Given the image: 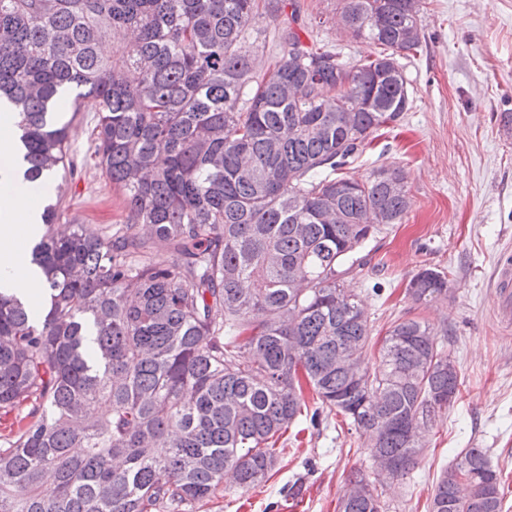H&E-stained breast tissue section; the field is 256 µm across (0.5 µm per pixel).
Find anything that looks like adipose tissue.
Instances as JSON below:
<instances>
[{"label": "adipose tissue", "instance_id": "1", "mask_svg": "<svg viewBox=\"0 0 512 512\" xmlns=\"http://www.w3.org/2000/svg\"><path fill=\"white\" fill-rule=\"evenodd\" d=\"M23 172L19 141L0 125V293L32 304L39 300L40 271L27 244L39 236L40 221L16 190Z\"/></svg>", "mask_w": 512, "mask_h": 512}]
</instances>
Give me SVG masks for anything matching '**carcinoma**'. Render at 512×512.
<instances>
[{
    "label": "carcinoma",
    "instance_id": "obj_1",
    "mask_svg": "<svg viewBox=\"0 0 512 512\" xmlns=\"http://www.w3.org/2000/svg\"><path fill=\"white\" fill-rule=\"evenodd\" d=\"M339 29L381 47L342 58L311 39L295 0H0V113L31 182L70 171L57 109L97 105V166L125 223L99 234L39 212L31 250L41 316L0 295V512H186L233 474L248 491L301 417L342 414L383 473L356 469L339 512H386L377 486L413 470L448 409V353L417 317L379 349L346 276L401 223L408 193L336 177L407 111L398 58L418 52L419 0H341ZM276 23L279 60L259 75L249 39ZM120 39L123 52H103ZM414 306L448 297L423 269ZM378 365L371 367L372 357ZM319 405L308 410L302 382ZM484 448L461 450L429 512H503Z\"/></svg>",
    "mask_w": 512,
    "mask_h": 512
}]
</instances>
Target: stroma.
Wrapping results in <instances>:
<instances>
[{
	"label": "stroma",
	"instance_id": "1",
	"mask_svg": "<svg viewBox=\"0 0 512 512\" xmlns=\"http://www.w3.org/2000/svg\"><path fill=\"white\" fill-rule=\"evenodd\" d=\"M339 3L299 0L302 13L324 21L314 39L347 57L370 54L371 46L332 26ZM418 23L422 49L400 60L408 111L338 171L363 181L382 166L404 170L410 209L366 245L369 276L347 282L365 302L373 342L397 318L423 317L443 335L461 381L421 461L384 498L387 512H428L440 471L462 449L484 448L502 472L512 512V329L499 322L491 285L500 251L512 244V0H421ZM95 115L88 99L72 121L73 175L25 181L19 190L30 201H60L67 223L97 234L123 223L125 212L120 191L91 157ZM424 268L443 271L450 293L418 310L407 286ZM278 445L259 486L217 488L193 512H338L350 472L372 464L362 438L333 411L316 427L296 421Z\"/></svg>",
	"mask_w": 512,
	"mask_h": 512
}]
</instances>
